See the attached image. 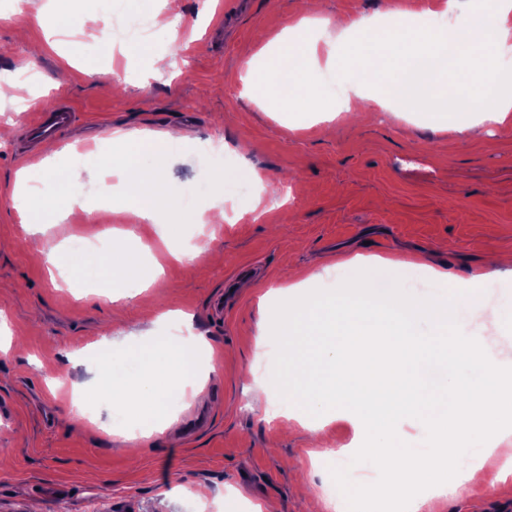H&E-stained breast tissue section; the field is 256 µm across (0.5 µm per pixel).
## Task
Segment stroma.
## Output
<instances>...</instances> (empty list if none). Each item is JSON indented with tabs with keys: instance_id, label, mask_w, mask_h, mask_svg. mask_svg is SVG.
Masks as SVG:
<instances>
[{
	"instance_id": "1",
	"label": "stroma",
	"mask_w": 512,
	"mask_h": 512,
	"mask_svg": "<svg viewBox=\"0 0 512 512\" xmlns=\"http://www.w3.org/2000/svg\"><path fill=\"white\" fill-rule=\"evenodd\" d=\"M431 0H181L176 32L150 28V54L113 60L105 31L112 22L165 17L166 0H27L26 11L0 0V79L32 76L26 104L0 103V512H245L275 502L278 512H312L326 498L325 451L355 445L343 416L325 418L318 438L285 419L264 422V391L241 373L259 338L279 332L260 298L307 275L317 259L333 269L309 283L318 293L345 278L337 256L425 255L429 267L403 276L405 287L447 297L460 337L488 336L490 358L512 367V277L487 279L486 259L512 253V125L487 127L471 138L436 128L415 112L376 109L351 120L321 121L282 100L243 95V61L258 56L288 19L317 10L327 24L390 10L418 12ZM97 72L68 63L73 41ZM69 102L77 126L56 142L57 154L25 153L20 131L35 113ZM178 128L163 192L172 205L161 224L135 223L118 192L103 190L106 160L119 153L116 129L161 133ZM29 167L32 183L50 192L73 168L88 190L55 223L26 231L12 205L16 173ZM253 168L266 189L233 178ZM218 171L229 172L215 183ZM263 215L240 218L255 200ZM221 204L220 224H182L178 213ZM209 246L194 250L198 237ZM102 242L134 256L138 268L125 285L134 299L112 302L87 268L89 252L73 241ZM177 255L160 276L151 254L160 244ZM68 252L73 276H51L49 248ZM448 283L433 280L432 269ZM484 289L485 309L470 314L465 296ZM155 314H191L200 329L233 357L215 356L203 393L184 400L163 435L146 426L113 436V413L127 404L98 398L95 421L55 399L53 378L99 390L108 376L94 353L97 341L121 330L147 332L140 307ZM76 362H69L68 354ZM487 480L452 484L445 495L419 488V512H478L512 500V462L482 461Z\"/></svg>"
}]
</instances>
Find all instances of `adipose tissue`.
Returning a JSON list of instances; mask_svg holds the SVG:
<instances>
[{
	"instance_id": "ef3b65f1",
	"label": "adipose tissue",
	"mask_w": 512,
	"mask_h": 512,
	"mask_svg": "<svg viewBox=\"0 0 512 512\" xmlns=\"http://www.w3.org/2000/svg\"><path fill=\"white\" fill-rule=\"evenodd\" d=\"M481 0H462L456 24L447 31L410 32V17H398L390 40L399 49L402 77L388 83V65L378 41L367 38L372 21L364 16L340 17L336 36L319 53L317 35L325 22L314 14L291 18L278 42L266 54L263 69L245 61L241 79L246 90L260 98L277 96L283 84H306V72L319 67L340 75L352 93L340 109L346 114L367 110L365 91L387 86L395 111L430 113L436 126L454 124L460 131L475 127L471 106L487 84L499 88L498 102L484 112V122L502 125L512 115V81H499L483 62L489 44L512 46V0H499L495 27L479 22ZM467 58L470 68L465 83L453 99L451 111H443L437 81ZM159 144L146 143L149 163L114 159V174L132 201L131 214L152 219L169 206L161 189L168 166V144L179 141L177 132L162 135ZM12 198L26 230L48 223L50 210L37 187L28 185L26 172ZM420 257L390 256L364 263L357 258L339 259L346 270L344 283L328 295L302 301L305 281L289 280L261 299L280 323L278 365L261 383L287 400L284 415L295 409L322 418L347 414L363 433L358 459L371 463L391 477L394 512H419L417 490L434 483L437 491L449 482H481V467L454 470L452 476L435 474L434 460L470 449L472 436H480L488 451L512 456V442L501 426L492 400L495 378L502 371L486 355L487 337L460 338L451 330L452 312L447 302L408 291L403 274L421 265ZM426 323L428 334L417 326ZM208 336L198 334L182 343L164 336L131 347L106 349L100 356L112 375L104 385L111 397L133 402L151 430L163 434L172 414L173 389L183 397H196L195 366L199 354H213ZM418 424L428 435L423 448L402 447L403 421Z\"/></svg>"
}]
</instances>
